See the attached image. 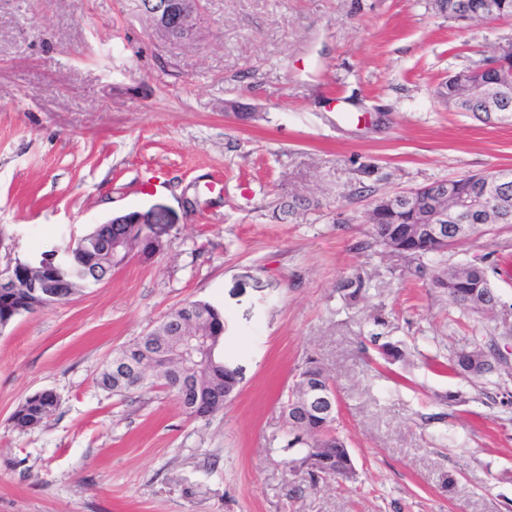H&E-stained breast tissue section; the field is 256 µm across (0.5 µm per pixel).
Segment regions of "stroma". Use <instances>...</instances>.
I'll return each mask as SVG.
<instances>
[{
  "label": "stroma",
  "mask_w": 512,
  "mask_h": 512,
  "mask_svg": "<svg viewBox=\"0 0 512 512\" xmlns=\"http://www.w3.org/2000/svg\"><path fill=\"white\" fill-rule=\"evenodd\" d=\"M511 38L512 17L457 22L430 0H203L186 43L140 0H0V270L124 212L175 216L153 259L0 329V512H512V224L423 276L366 222L379 196L512 167V124L434 94ZM473 259L503 296L492 334L430 282ZM188 300L224 312L217 354L240 383L223 411L99 385ZM494 334L486 379L435 370ZM311 357L355 481L311 486L279 452ZM42 390L56 412L16 427ZM58 405V398L52 391L35 393L18 404L12 421L19 428L39 426L56 411Z\"/></svg>",
  "instance_id": "1"
}]
</instances>
